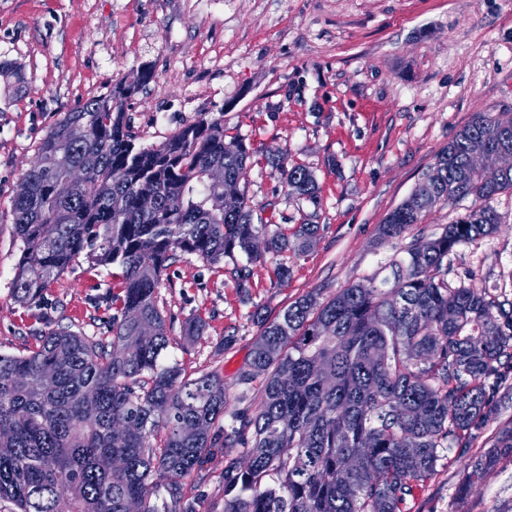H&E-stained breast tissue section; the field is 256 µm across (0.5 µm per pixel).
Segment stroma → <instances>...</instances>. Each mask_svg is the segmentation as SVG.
Masks as SVG:
<instances>
[{"label":"stroma","mask_w":512,"mask_h":512,"mask_svg":"<svg viewBox=\"0 0 512 512\" xmlns=\"http://www.w3.org/2000/svg\"><path fill=\"white\" fill-rule=\"evenodd\" d=\"M144 67L155 77L126 105L141 145L223 114L228 135L255 150L244 187L256 213L284 231L306 219L320 227L310 252L284 254L292 275L282 285L273 263L243 257L216 266L181 259L165 271L157 294L169 328L165 359L230 383L259 332L253 307L272 320L307 293L383 279L406 243L471 209L468 199L441 203L403 240L379 236L476 113H512V0H0V354L27 353L36 334L59 324L107 333L105 296L120 270L86 256L40 303L15 301L11 200L51 126ZM274 154L313 171L319 204L285 195L267 163ZM488 205L497 232L457 246L448 280L474 278L512 302V191ZM236 264L251 270L247 288L231 273ZM196 316L208 329L191 341L182 328ZM505 427L511 370L468 446L444 453L408 512H512V457L476 491L457 493L466 464ZM181 488L197 512H224L223 453Z\"/></svg>","instance_id":"35a3bbf8"}]
</instances>
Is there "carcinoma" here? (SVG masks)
<instances>
[{
  "instance_id": "1",
  "label": "carcinoma",
  "mask_w": 512,
  "mask_h": 512,
  "mask_svg": "<svg viewBox=\"0 0 512 512\" xmlns=\"http://www.w3.org/2000/svg\"><path fill=\"white\" fill-rule=\"evenodd\" d=\"M153 78L141 70L64 113L13 196L17 302H39L81 254L121 275L109 290L112 337L58 326L26 355L0 354V499L17 512H127L130 501L141 512H196L180 479L212 451L238 448L224 455V512H404L448 442L469 438L502 358L512 359V309L484 287L448 283V254L500 224L485 202L512 191V169L491 173L499 149H512V115L478 113L381 225L383 239L400 241L438 203L473 202L440 235L405 247V259L390 264L393 287L371 279L302 296L272 321L254 314L260 332L230 410L220 372L191 377L162 362V274L180 257L216 265L300 256L318 225L288 235L254 219L244 192L218 196L215 182L241 181L250 159L245 139L226 137L222 112L138 145L125 105ZM477 151L483 169L469 163ZM269 163L287 194L318 205L311 171L281 156ZM73 170L85 178L56 195ZM145 195L151 211L141 207ZM46 224L57 227L52 239ZM206 329L194 317L183 334L195 341ZM350 454L364 463L347 474ZM505 456L512 427L465 468L460 493Z\"/></svg>"
}]
</instances>
